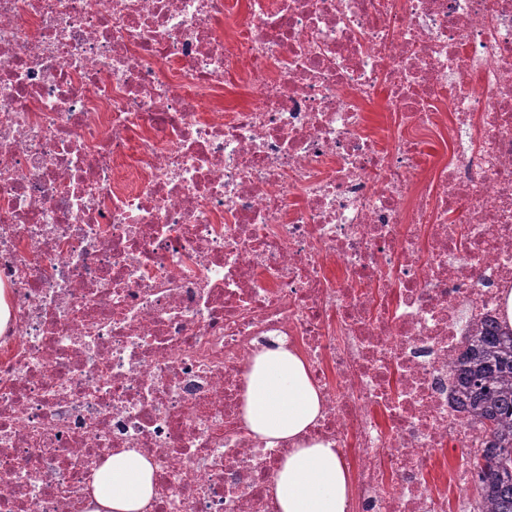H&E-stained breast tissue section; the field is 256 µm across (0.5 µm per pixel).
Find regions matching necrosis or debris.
Returning a JSON list of instances; mask_svg holds the SVG:
<instances>
[{"label": "necrosis or debris", "instance_id": "4bbe7bcc", "mask_svg": "<svg viewBox=\"0 0 512 512\" xmlns=\"http://www.w3.org/2000/svg\"><path fill=\"white\" fill-rule=\"evenodd\" d=\"M237 5L0 0V512L129 448L151 512H277L241 406L278 342L350 512H472L434 452L488 439L455 371L512 288V0Z\"/></svg>", "mask_w": 512, "mask_h": 512}]
</instances>
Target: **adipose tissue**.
Here are the masks:
<instances>
[{"instance_id": "ef3b65f1", "label": "adipose tissue", "mask_w": 512, "mask_h": 512, "mask_svg": "<svg viewBox=\"0 0 512 512\" xmlns=\"http://www.w3.org/2000/svg\"><path fill=\"white\" fill-rule=\"evenodd\" d=\"M321 413L306 361L285 349L258 354L247 373L243 418L267 446L289 443L273 484L279 512H348L350 473L331 443L305 433ZM153 468L137 451L110 456L92 474L85 512H150Z\"/></svg>"}]
</instances>
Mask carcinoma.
<instances>
[{
    "label": "carcinoma",
    "instance_id": "obj_1",
    "mask_svg": "<svg viewBox=\"0 0 512 512\" xmlns=\"http://www.w3.org/2000/svg\"><path fill=\"white\" fill-rule=\"evenodd\" d=\"M456 375L470 412L491 438L487 448L466 452L480 475L475 507L512 512V328L480 331Z\"/></svg>",
    "mask_w": 512,
    "mask_h": 512
}]
</instances>
